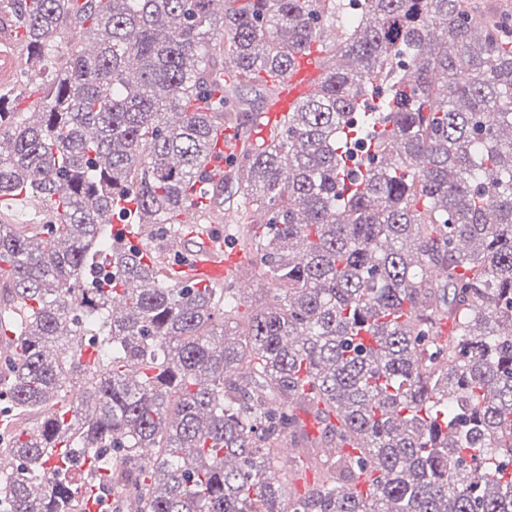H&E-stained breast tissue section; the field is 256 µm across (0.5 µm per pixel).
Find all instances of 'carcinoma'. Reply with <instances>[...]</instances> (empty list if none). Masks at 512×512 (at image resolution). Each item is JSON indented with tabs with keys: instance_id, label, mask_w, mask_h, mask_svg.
<instances>
[{
	"instance_id": "carcinoma-1",
	"label": "carcinoma",
	"mask_w": 512,
	"mask_h": 512,
	"mask_svg": "<svg viewBox=\"0 0 512 512\" xmlns=\"http://www.w3.org/2000/svg\"><path fill=\"white\" fill-rule=\"evenodd\" d=\"M212 2L0 0L28 47L0 88V197L51 216L0 219L20 349L0 363V512H82L87 483L113 512H512V12ZM333 27L336 67L253 138L268 119L249 94L273 97ZM225 128L241 149L213 175ZM197 198L227 205L272 284L242 322L231 282L166 265ZM303 414L336 450L304 447L300 492L299 470L267 473ZM58 444L81 480L47 467Z\"/></svg>"
}]
</instances>
